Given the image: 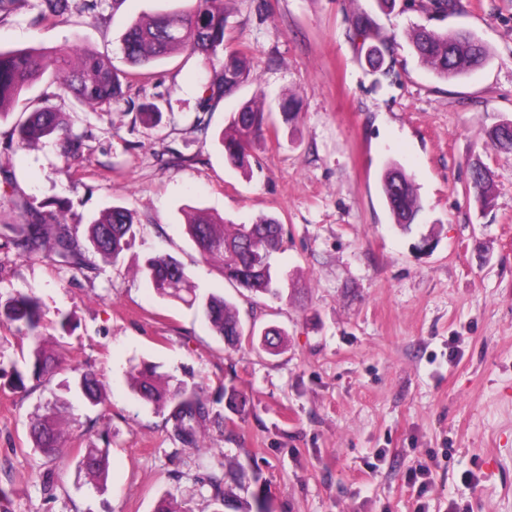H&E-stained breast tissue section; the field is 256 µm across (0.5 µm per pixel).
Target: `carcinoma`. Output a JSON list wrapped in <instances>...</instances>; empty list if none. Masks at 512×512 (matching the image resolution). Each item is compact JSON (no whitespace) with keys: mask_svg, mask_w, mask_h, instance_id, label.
I'll return each instance as SVG.
<instances>
[{"mask_svg":"<svg viewBox=\"0 0 512 512\" xmlns=\"http://www.w3.org/2000/svg\"><path fill=\"white\" fill-rule=\"evenodd\" d=\"M102 0H40L42 9L38 23L61 24L72 12L94 13ZM411 6L422 13L446 15L460 8L459 0H411ZM229 15L224 0H195L187 12L157 14L137 21L124 33L122 52L135 69H146L165 59L174 51H184L200 58L209 78L200 90L195 110L209 111L214 96L224 97L245 83L253 74L248 55L229 44ZM77 38L51 51L40 49L0 50V119L7 116L4 104L28 91L34 83L49 75L59 80L58 88L72 94L82 103L112 105L123 98L121 75L108 67L94 52L85 51L78 62L70 64V53ZM411 44L421 62L430 66L441 79H453L487 65L491 54L487 46L472 32L456 29L439 32L425 26L415 29ZM269 114L254 100L246 101L229 117L219 135L226 163L237 169L250 165L252 145L264 136ZM15 150H25L44 139H53L61 146L66 159L83 154L84 139L75 133L73 123L62 113L44 104L13 125ZM490 142L501 150H512V133L498 126L487 133ZM472 189L481 204L492 200L490 175L474 169ZM0 199L11 202L21 216L17 224H6L3 246L13 247L26 257L62 259L70 269H90L88 250L105 259L117 260L135 236L138 221L133 210L114 204L100 217L85 225L82 246L79 225L66 224L55 210L35 207L15 196L14 173L0 166ZM382 192L394 224L406 229L415 223L421 204L414 181L404 169L392 163L382 176ZM185 232L205 260L218 259L224 277L253 293L273 298L283 296L288 288V273L273 266L271 258L283 247V225L273 216H263L251 224H226L221 218L192 208L186 211ZM140 279L162 299L181 301L200 310L213 332L231 346L242 340L253 341L255 332H244L235 306L215 293H201L189 271L172 256L148 258L139 269ZM0 323L15 328L20 339L28 340L26 371L40 378L57 364L52 338L44 335L46 310L40 298L16 291L0 299ZM24 371V372H26ZM24 372L13 368V382L25 386ZM128 384L132 394L163 409H169L167 422L179 442L202 447L200 429L210 419V409L195 388L175 380L171 375L156 372L146 365L131 374ZM75 386L94 406L103 399V386L95 374L79 375ZM29 435L35 447L45 454L56 450L59 431L51 416H38L29 424ZM85 474L95 482L106 478L109 449L90 448L83 456Z\"/></svg>","mask_w":512,"mask_h":512,"instance_id":"1","label":"carcinoma"}]
</instances>
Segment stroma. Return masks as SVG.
Returning <instances> with one entry per match:
<instances>
[{"label":"stroma","mask_w":512,"mask_h":512,"mask_svg":"<svg viewBox=\"0 0 512 512\" xmlns=\"http://www.w3.org/2000/svg\"><path fill=\"white\" fill-rule=\"evenodd\" d=\"M396 0H229L232 44L250 57L254 80L197 115L208 74L178 51L147 79H128L112 106H87L48 80L35 83L0 120V162L33 205L57 200L72 224L111 203L132 209L135 239L120 259L90 255L76 272L0 249V293L22 291L45 305L48 335L61 338L60 369L15 389L0 378V512H155L174 496L182 512H512V152L487 132L512 119V0H461L429 17ZM193 0H105L67 23H35L38 0L0 16V50H52L78 38L113 68L128 64L121 39L133 21L191 7ZM373 22L357 34L356 16ZM425 25L470 29L491 51L483 69L439 78L406 34ZM389 75L366 53L378 38ZM274 124L241 172L215 136L255 95ZM298 111L284 120L282 104ZM49 101L83 135V159L57 145L11 152L26 106ZM162 109L143 123L141 104ZM204 125H197V118ZM399 163L422 205L396 226L381 175ZM481 163L493 185L482 208L470 187ZM236 224L276 216L285 228L276 265L296 289L275 299L225 279L184 232L183 207ZM170 255L194 282L233 302L244 329L285 330L274 352L227 349L201 313L162 300L135 270ZM69 318L61 326V318ZM203 391L212 409L206 447L189 448L165 428L167 412L137 399L127 378L143 364ZM91 371L106 399L93 406L66 382ZM243 392L227 409L225 387ZM56 412L54 455L28 436L31 417ZM108 448L105 485L79 468L89 448ZM243 467L230 507L215 483ZM428 470L409 482L410 470Z\"/></svg>","instance_id":"35a3bbf8"}]
</instances>
